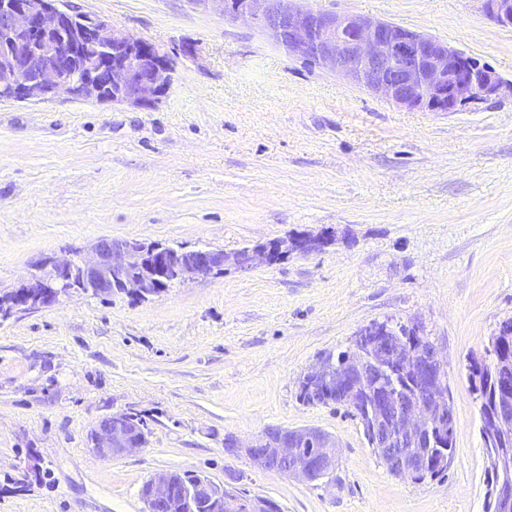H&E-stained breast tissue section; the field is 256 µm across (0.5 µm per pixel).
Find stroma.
<instances>
[{"label": "stroma", "mask_w": 512, "mask_h": 512, "mask_svg": "<svg viewBox=\"0 0 512 512\" xmlns=\"http://www.w3.org/2000/svg\"><path fill=\"white\" fill-rule=\"evenodd\" d=\"M178 58L151 109L0 100V292L36 262L103 239L231 254L331 228L325 251L148 299L80 292L0 319V512H145L143 483L204 473L281 512H483L485 450L470 360L512 319V93L456 112L402 109L302 64L250 24L188 0H67ZM428 35L512 82V26L483 0H301ZM419 323L447 363L456 440L444 474L392 475L347 407L299 398L302 375L356 331ZM115 412L140 453L102 459ZM269 427L340 443L332 486L224 451ZM145 435V430L130 414L112 413L91 432L92 450L103 459L129 456L144 449Z\"/></svg>", "instance_id": "stroma-1"}]
</instances>
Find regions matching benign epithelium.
<instances>
[{"instance_id":"1","label":"benign epithelium","mask_w":512,"mask_h":512,"mask_svg":"<svg viewBox=\"0 0 512 512\" xmlns=\"http://www.w3.org/2000/svg\"><path fill=\"white\" fill-rule=\"evenodd\" d=\"M246 21L300 59L333 71L358 87L408 110L456 112L461 107L512 90L488 67L429 36L372 17L312 11L299 0H190ZM492 21L512 25V0H485ZM176 60L157 46L98 16L76 17L57 0H0V96L19 102L44 101L66 94L74 98L155 107L170 89ZM336 233L296 232L227 254L209 246L172 248L137 239L101 240L91 255L47 257L30 276L0 297V317L56 303L81 291L94 297L124 293L147 298L168 283L184 284L224 274L226 268L273 264L293 254L322 252ZM346 357H324L305 375L318 390L335 394L373 435V451L387 470L417 479L449 463L444 441L455 435L447 390V364L422 328L401 330L393 320L359 329ZM412 376L411 388L393 378ZM483 436L512 440V395L479 398ZM93 452L112 459L140 452L145 430L130 414L116 412L91 432ZM225 452L244 455L262 472L308 483L334 482L339 444L316 428H269L242 443L224 440ZM512 468V448L487 452L485 512H512V482L500 477ZM146 512H168L185 501L204 512H279L265 498L244 499L205 474L188 478L177 471L152 475L141 489Z\"/></svg>"}]
</instances>
